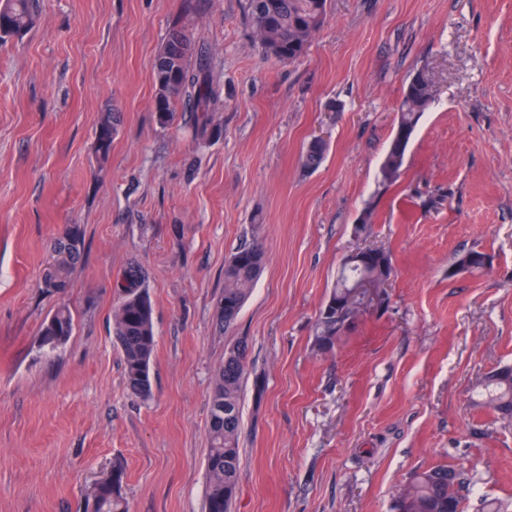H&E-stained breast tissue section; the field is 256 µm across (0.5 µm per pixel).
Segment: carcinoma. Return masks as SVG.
I'll use <instances>...</instances> for the list:
<instances>
[{
	"label": "carcinoma",
	"instance_id": "obj_1",
	"mask_svg": "<svg viewBox=\"0 0 512 512\" xmlns=\"http://www.w3.org/2000/svg\"><path fill=\"white\" fill-rule=\"evenodd\" d=\"M327 0H247L248 14L258 42L271 56L281 62H294L307 54L313 36L323 24ZM32 0H0V42L21 37L34 23ZM195 44L189 27L184 22L174 23L151 63V79L155 87L154 109L157 120L166 124L173 116L175 104L186 100L198 113L196 137L217 138L222 128L212 123L217 91L204 72H193L190 63L195 55ZM432 89L422 74L409 81L398 108L392 140L401 142L399 153L392 159L384 158L379 170L383 185L397 182L402 175L404 155L411 141L421 113L432 101ZM118 119L106 113L97 128L96 143L100 159H106L117 132ZM325 144L308 145L303 164L317 167L323 160ZM82 236L75 229L57 243L56 258L45 274L43 287L62 291L67 287L69 270L81 258ZM376 258L369 264L352 269L345 267L325 303L342 302L348 307L356 304L352 290L366 281L373 288H381L391 278L394 267L391 255L376 250ZM266 264L265 252L256 243L239 247L224 265V292L217 306L221 328L233 325L259 279ZM344 319L320 310L314 347L321 353L330 352L336 344ZM74 330L69 311L58 308L44 323L43 342H67ZM112 336L120 349L127 388L135 395L146 397L151 393V364L156 334L153 305L145 284L135 274L122 284L121 298L113 313ZM249 343L241 338L229 346L224 364L215 372L210 395L208 436L209 453L206 463V512H231L241 470V398ZM477 404L492 408L498 418L512 423V368L490 373L479 383ZM122 473L118 470L100 479L86 498L85 512H129L128 503L121 494ZM464 481L448 466H435L413 475L396 501V512H463Z\"/></svg>",
	"mask_w": 512,
	"mask_h": 512
}]
</instances>
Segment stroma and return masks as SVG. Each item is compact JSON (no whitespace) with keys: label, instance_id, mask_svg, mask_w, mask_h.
Masks as SVG:
<instances>
[{"label":"stroma","instance_id":"35a3bbf8","mask_svg":"<svg viewBox=\"0 0 512 512\" xmlns=\"http://www.w3.org/2000/svg\"><path fill=\"white\" fill-rule=\"evenodd\" d=\"M181 20L218 92L214 140L196 139L193 113L163 126L154 112L150 65ZM419 72L433 100L383 188ZM107 112L121 122L103 161ZM74 228L82 258L47 294ZM253 241L265 269L219 328L224 264ZM365 248L389 252L395 274L319 353V312ZM471 249L488 269H457ZM133 271L154 307L146 399L112 336ZM62 305L74 330L51 351L40 330ZM241 336L232 512H393L438 465L462 473L464 512L512 510V426L471 403L512 365V0H327L292 64L259 45L246 0H37L35 25L0 42V512H83L117 469L131 512H205L212 381Z\"/></svg>","mask_w":512,"mask_h":512}]
</instances>
